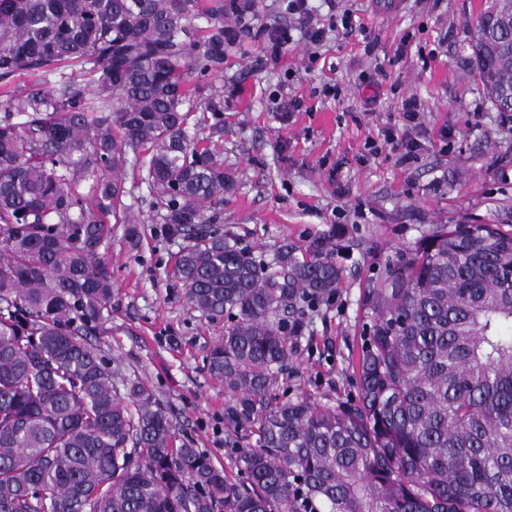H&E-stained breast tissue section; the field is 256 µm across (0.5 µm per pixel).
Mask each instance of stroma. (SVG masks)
<instances>
[{
  "instance_id": "stroma-1",
  "label": "stroma",
  "mask_w": 512,
  "mask_h": 512,
  "mask_svg": "<svg viewBox=\"0 0 512 512\" xmlns=\"http://www.w3.org/2000/svg\"><path fill=\"white\" fill-rule=\"evenodd\" d=\"M373 0H311L319 24L350 11L354 30L321 45L293 38L267 59L264 29L294 20L283 0H257L254 31L224 72L201 82L224 99V169L235 180L218 225L239 247L272 261L284 244L332 240L335 295L306 312L278 397L345 401L356 395L351 360L369 313L367 288L383 284L438 224H494L512 216V119L485 97L470 61L469 32L486 0H406L377 14ZM339 85L340 96L325 95ZM419 112L406 121L404 99ZM415 141L402 160L387 133ZM140 241L113 225L100 253L112 271V307L91 341L110 366L147 385L180 439L236 470L247 432L224 420V384L206 364L224 321L190 308L173 276L187 240L162 223L146 186L124 199Z\"/></svg>"
}]
</instances>
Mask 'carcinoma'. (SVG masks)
I'll list each match as a JSON object with an SVG mask.
<instances>
[{"label": "carcinoma", "mask_w": 512, "mask_h": 512, "mask_svg": "<svg viewBox=\"0 0 512 512\" xmlns=\"http://www.w3.org/2000/svg\"><path fill=\"white\" fill-rule=\"evenodd\" d=\"M255 0H0V512H512V231L441 224L369 288L353 403L273 391L299 304L336 291L334 249L256 260L215 225L234 189L196 113L223 131L224 71ZM232 23L226 25L224 20ZM512 0H488L472 63L512 110ZM19 73L35 77L22 91ZM163 223L188 238L175 274L193 309L233 315L206 355L224 420L256 435L228 474L89 336L112 302L100 254L128 156ZM90 184V194L79 192ZM280 311L291 320H274Z\"/></svg>", "instance_id": "1"}]
</instances>
